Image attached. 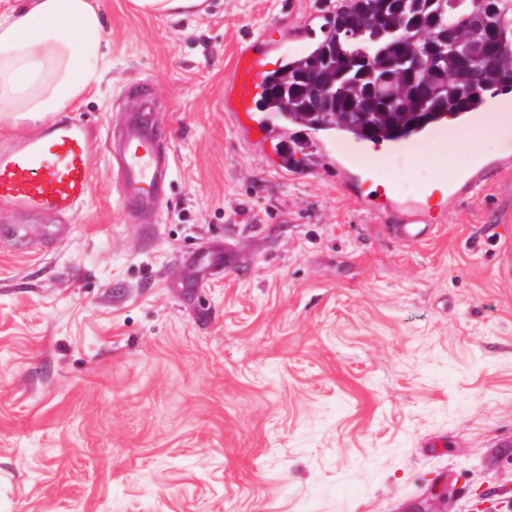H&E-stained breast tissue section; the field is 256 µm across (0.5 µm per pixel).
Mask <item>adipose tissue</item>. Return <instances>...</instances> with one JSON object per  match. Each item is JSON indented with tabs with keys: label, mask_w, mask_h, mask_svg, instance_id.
<instances>
[{
	"label": "adipose tissue",
	"mask_w": 512,
	"mask_h": 512,
	"mask_svg": "<svg viewBox=\"0 0 512 512\" xmlns=\"http://www.w3.org/2000/svg\"><path fill=\"white\" fill-rule=\"evenodd\" d=\"M108 65V42L94 0H7L0 7V124L18 127L71 111ZM512 132V97L496 99L466 128L436 136L441 170Z\"/></svg>",
	"instance_id": "1"
}]
</instances>
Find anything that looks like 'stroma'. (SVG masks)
I'll use <instances>...</instances> for the list:
<instances>
[{
	"instance_id": "1",
	"label": "stroma",
	"mask_w": 512,
	"mask_h": 512,
	"mask_svg": "<svg viewBox=\"0 0 512 512\" xmlns=\"http://www.w3.org/2000/svg\"><path fill=\"white\" fill-rule=\"evenodd\" d=\"M110 67L76 113L98 135L149 82L173 132L151 235L101 160L72 215L0 208V512H414L439 477L512 496V173L428 192L423 158L319 136L303 168L224 110L238 52L303 53L336 0H210L177 21L96 0ZM446 216L401 245L388 196ZM234 266L196 288L192 249Z\"/></svg>"
}]
</instances>
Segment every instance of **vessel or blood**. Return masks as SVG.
Segmentation results:
<instances>
[{
  "label": "vessel or blood",
  "mask_w": 512,
  "mask_h": 512,
  "mask_svg": "<svg viewBox=\"0 0 512 512\" xmlns=\"http://www.w3.org/2000/svg\"><path fill=\"white\" fill-rule=\"evenodd\" d=\"M266 74L263 56L240 53L224 94L228 111L251 115ZM129 94L138 99L140 111L126 115L118 135L106 138V151L120 180L119 205L138 229L157 223L167 201L166 186L172 155L159 122L147 108L150 94L145 84L132 85ZM99 153L93 133L80 118L62 116L44 122L7 147H0V206L64 215L89 197L98 168ZM512 164V155L493 161H477L452 182L454 192L467 190L488 169ZM389 237L417 243L430 237L435 227L430 215L417 206L406 207L403 221L386 225ZM220 245L193 251L184 260L188 271L213 276L231 264Z\"/></svg>",
  "instance_id": "1"
}]
</instances>
